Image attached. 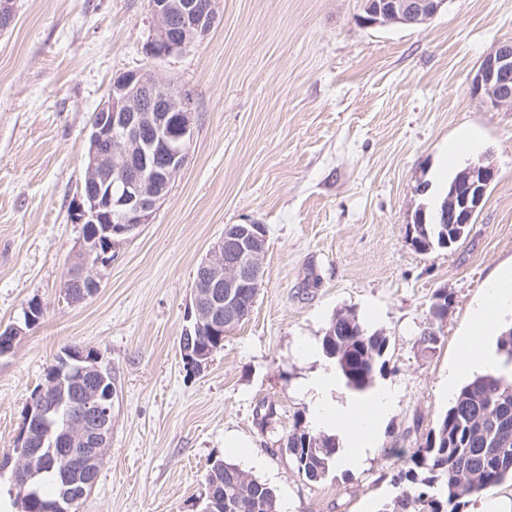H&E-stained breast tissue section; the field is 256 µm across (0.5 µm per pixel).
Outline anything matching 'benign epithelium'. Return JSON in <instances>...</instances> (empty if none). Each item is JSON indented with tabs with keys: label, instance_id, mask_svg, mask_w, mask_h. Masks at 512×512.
<instances>
[{
	"label": "benign epithelium",
	"instance_id": "obj_1",
	"mask_svg": "<svg viewBox=\"0 0 512 512\" xmlns=\"http://www.w3.org/2000/svg\"><path fill=\"white\" fill-rule=\"evenodd\" d=\"M447 0H370L362 21L370 27L423 26ZM220 0H150L151 25L144 52L151 58L178 54L199 42L216 25ZM474 94L502 106L512 103V42L504 41L485 56L472 81ZM191 98L168 79L142 71L124 72L112 80L105 101L90 123L85 188L75 205L82 225L79 246L64 277L65 296L73 303L93 296L101 269L141 225L152 220L184 167L193 143ZM496 170L474 164L459 174L441 211V223L469 225L481 208ZM267 231L262 224H228L223 236L201 260L192 287L194 314L181 336L180 355L187 368L199 372L220 347L224 335L249 314L242 299L258 292L263 281ZM81 372L105 376L111 366L103 355L82 348L69 352ZM114 395L88 390L81 409L70 419L67 436L31 448L27 432L18 436L15 467L18 499L26 503L36 465L64 458L68 474L79 480L64 484L54 512H73L96 486V473L112 443ZM27 422L51 428L52 408L45 402L27 405Z\"/></svg>",
	"mask_w": 512,
	"mask_h": 512
}]
</instances>
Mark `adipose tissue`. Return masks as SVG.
<instances>
[{
    "label": "adipose tissue",
    "instance_id": "ef3b65f1",
    "mask_svg": "<svg viewBox=\"0 0 512 512\" xmlns=\"http://www.w3.org/2000/svg\"><path fill=\"white\" fill-rule=\"evenodd\" d=\"M510 309L512 265L498 271L474 308L471 330L460 341L459 361L441 382V394H449L465 374L503 372V360L492 341L501 324L502 313ZM335 389L336 372L331 368L322 370L307 383L305 391L313 405L312 421L317 428L339 434L346 449V462L363 464L377 447L380 429L398 393L382 387L340 404L333 398Z\"/></svg>",
    "mask_w": 512,
    "mask_h": 512
}]
</instances>
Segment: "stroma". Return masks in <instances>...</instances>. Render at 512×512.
I'll return each mask as SVG.
<instances>
[{"mask_svg": "<svg viewBox=\"0 0 512 512\" xmlns=\"http://www.w3.org/2000/svg\"><path fill=\"white\" fill-rule=\"evenodd\" d=\"M363 7L221 0L207 38L162 61L143 50L148 0H15L0 32V329L24 333L0 355V512H21L6 459L68 345L100 351L121 377L112 444L78 512H200L217 459L273 487L288 512H383L399 493L402 455L449 406L439 385L458 338L512 263V104L471 92L484 56L512 41V0H446L422 27L364 26ZM147 69L190 93L193 146L97 293L72 303L61 284L82 232L91 118L116 75ZM466 135L475 149L459 166L486 160L497 178L465 240L418 251L414 212L442 192V159ZM228 224L265 225L263 284L195 374L179 352L192 274ZM442 288L448 316L429 352L419 338ZM346 309L389 337L376 384L398 399L373 456L313 484L279 448L311 417L302 387L327 362L303 346H320Z\"/></svg>", "mask_w": 512, "mask_h": 512, "instance_id": "35a3bbf8", "label": "stroma"}]
</instances>
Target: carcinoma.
<instances>
[{
	"label": "carcinoma",
	"mask_w": 512,
	"mask_h": 512,
	"mask_svg": "<svg viewBox=\"0 0 512 512\" xmlns=\"http://www.w3.org/2000/svg\"><path fill=\"white\" fill-rule=\"evenodd\" d=\"M436 212L425 214L431 249L456 244L468 230L465 227L434 223ZM336 312L321 347L356 391L370 388L387 365L389 337L369 329L357 313L349 325ZM95 386V379L77 372L63 388L52 391L50 398L65 397L56 416L55 429L64 427L66 417L78 407L82 390ZM336 439L309 429L298 418L288 433L284 452L299 474L311 483H319L337 460ZM399 471L398 481H407L391 502L388 512H463L466 497L483 489L512 480V380L503 375H477L464 384L426 445L416 449ZM62 461L47 462L35 487V494L25 504V512H49L58 494ZM206 484L224 491V505L215 512H277L275 489L260 481L244 482L240 468L222 459L212 462L205 476Z\"/></svg>",
	"instance_id": "cac0c4a2"
}]
</instances>
